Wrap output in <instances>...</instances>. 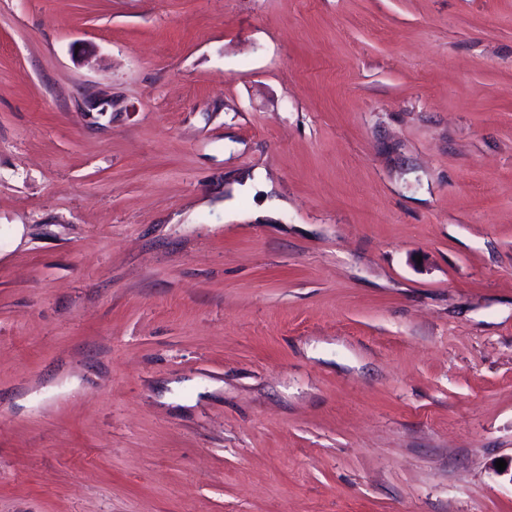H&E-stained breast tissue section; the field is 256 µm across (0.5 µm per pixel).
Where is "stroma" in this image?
<instances>
[{"instance_id":"1","label":"stroma","mask_w":512,"mask_h":512,"mask_svg":"<svg viewBox=\"0 0 512 512\" xmlns=\"http://www.w3.org/2000/svg\"><path fill=\"white\" fill-rule=\"evenodd\" d=\"M500 459L512 0H0V512H512Z\"/></svg>"}]
</instances>
